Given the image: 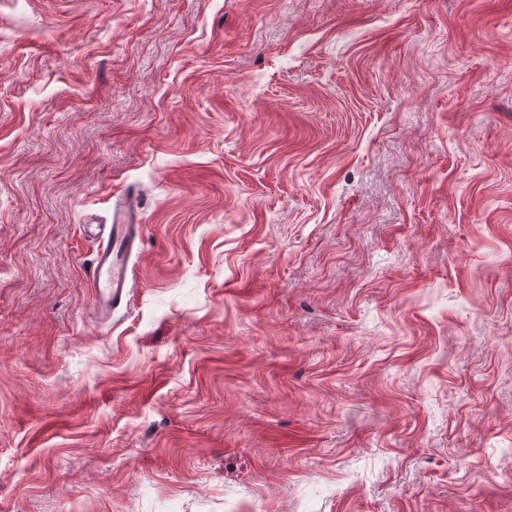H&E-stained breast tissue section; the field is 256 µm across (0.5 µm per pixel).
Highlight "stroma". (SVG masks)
Wrapping results in <instances>:
<instances>
[{"label":"stroma","mask_w":512,"mask_h":512,"mask_svg":"<svg viewBox=\"0 0 512 512\" xmlns=\"http://www.w3.org/2000/svg\"><path fill=\"white\" fill-rule=\"evenodd\" d=\"M0 512H512V0H0ZM112 223L109 228L104 225L89 285L94 313L103 320L129 295L128 265L135 246L132 230L141 226L129 210L113 215Z\"/></svg>","instance_id":"35a3bbf8"}]
</instances>
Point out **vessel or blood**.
I'll list each match as a JSON object with an SVG mask.
<instances>
[{"label":"vessel or blood","mask_w":512,"mask_h":512,"mask_svg":"<svg viewBox=\"0 0 512 512\" xmlns=\"http://www.w3.org/2000/svg\"><path fill=\"white\" fill-rule=\"evenodd\" d=\"M134 226L132 213L123 210L114 215L101 236L90 280L93 310L100 319H108L113 308L128 296V265L135 246Z\"/></svg>","instance_id":"1"}]
</instances>
